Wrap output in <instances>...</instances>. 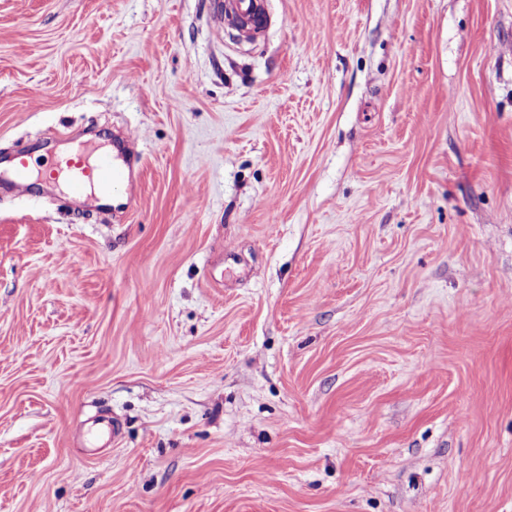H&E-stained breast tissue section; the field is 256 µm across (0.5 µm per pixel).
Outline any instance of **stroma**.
<instances>
[{
	"mask_svg": "<svg viewBox=\"0 0 512 512\" xmlns=\"http://www.w3.org/2000/svg\"><path fill=\"white\" fill-rule=\"evenodd\" d=\"M266 8L0 0V161L142 154L0 180V512H512V0ZM228 7L225 8V19L231 17L236 22L240 16H253L258 27L265 22V5L262 0H225ZM111 150V154L99 156L93 162L83 154H77L74 158H57L51 160V167L46 168L51 178H56L65 170L72 174L69 181L71 196L84 198L89 207H96L98 198L95 194H87V188L95 185L101 191L112 190V196L121 197V190L128 191L127 205L135 201L137 178L141 168V159L138 155H127L118 144H112L105 150ZM137 170V171H136ZM63 188H67L64 173L59 177ZM30 154L25 151L17 152L12 158L13 187L18 192H24L30 181L32 160Z\"/></svg>",
	"mask_w": 512,
	"mask_h": 512,
	"instance_id": "35a3bbf8",
	"label": "stroma"
}]
</instances>
